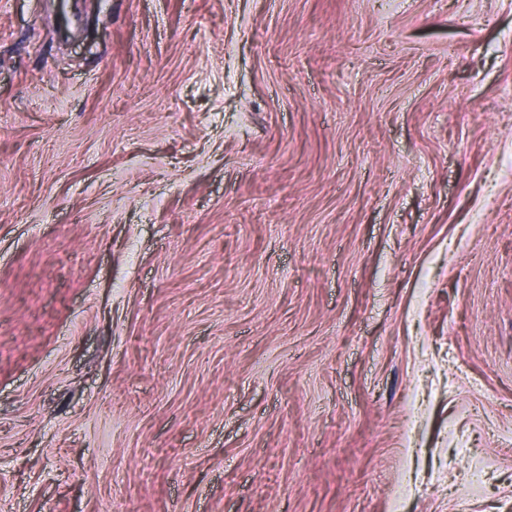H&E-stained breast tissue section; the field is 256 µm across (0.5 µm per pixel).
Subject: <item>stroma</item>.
Masks as SVG:
<instances>
[{"instance_id":"obj_1","label":"stroma","mask_w":512,"mask_h":512,"mask_svg":"<svg viewBox=\"0 0 512 512\" xmlns=\"http://www.w3.org/2000/svg\"><path fill=\"white\" fill-rule=\"evenodd\" d=\"M67 10L0 0V512H512V0Z\"/></svg>"}]
</instances>
